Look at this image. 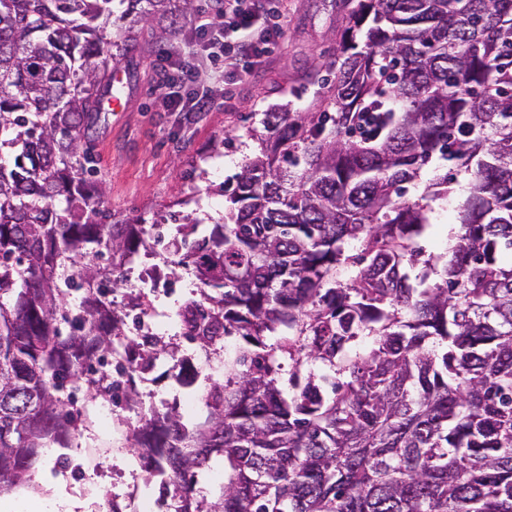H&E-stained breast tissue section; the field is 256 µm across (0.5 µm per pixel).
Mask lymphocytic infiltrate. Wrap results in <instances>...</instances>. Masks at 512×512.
Masks as SVG:
<instances>
[{
  "mask_svg": "<svg viewBox=\"0 0 512 512\" xmlns=\"http://www.w3.org/2000/svg\"><path fill=\"white\" fill-rule=\"evenodd\" d=\"M284 30L283 22L269 19L267 0H203L199 5L194 35L183 38L168 55L174 59L194 58L206 53L210 61H223L224 67L215 71L210 85L201 94L181 97L177 85L200 82L201 65L181 69L178 75L163 73L161 86L167 89L170 109L174 112H200L210 104L213 87L222 83L225 75L246 77L256 59L268 52ZM236 35L232 43H225V32Z\"/></svg>",
  "mask_w": 512,
  "mask_h": 512,
  "instance_id": "f902f5d3",
  "label": "lymphocytic infiltrate"
}]
</instances>
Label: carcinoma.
<instances>
[{
  "instance_id": "obj_1",
  "label": "carcinoma",
  "mask_w": 512,
  "mask_h": 512,
  "mask_svg": "<svg viewBox=\"0 0 512 512\" xmlns=\"http://www.w3.org/2000/svg\"><path fill=\"white\" fill-rule=\"evenodd\" d=\"M115 1L134 24L169 20L161 38L194 12L0 0V493L85 426L66 379L119 388L94 369L128 317L107 295L149 233L105 211L78 160L113 92ZM350 22L332 111L265 113L222 222L188 251L186 214L173 241L202 285L186 335L246 343L203 423L154 411L133 432L178 512H512V0H357ZM458 193L456 244L421 259L415 238ZM161 352L128 345L127 402ZM279 354L323 371L285 392ZM214 455L220 494L199 500L190 475Z\"/></svg>"
}]
</instances>
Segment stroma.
I'll return each mask as SVG.
<instances>
[{"mask_svg": "<svg viewBox=\"0 0 512 512\" xmlns=\"http://www.w3.org/2000/svg\"><path fill=\"white\" fill-rule=\"evenodd\" d=\"M287 16L282 36L259 59L247 78L224 81V96L201 112H172L162 101L156 63L165 46L153 42L150 28L126 41L116 65L136 63L124 88L122 109L102 113L88 133L97 178L107 189L104 207L117 218L144 226L173 212L191 214L199 235L209 234L224 214L221 185H234L246 158L259 150L268 112H309L327 107L337 48L349 26L348 0H279ZM153 365L138 373L137 405L112 404L110 428L98 424L100 400L71 383L66 393L87 423L74 447L42 455L34 488L9 497L26 512H45L46 486L61 480L66 493L97 484L117 499L124 512L139 502L153 512H174L172 495H161L159 478L150 476L132 433L151 409H182L186 399L207 398L224 381L222 346L202 349L188 336L168 337Z\"/></svg>", "mask_w": 512, "mask_h": 512, "instance_id": "35a3bbf8", "label": "stroma"}]
</instances>
